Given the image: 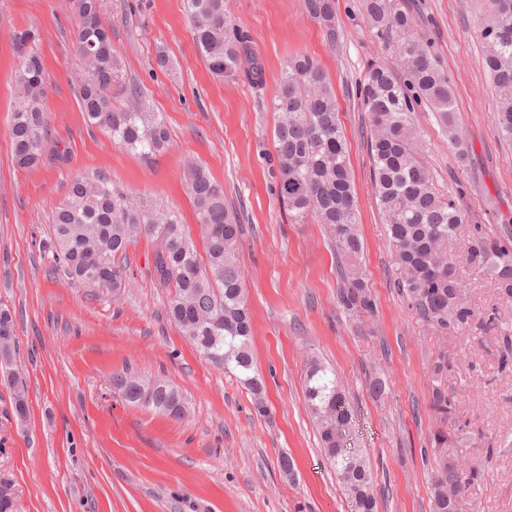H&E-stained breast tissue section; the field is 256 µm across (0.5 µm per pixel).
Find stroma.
Instances as JSON below:
<instances>
[{"instance_id":"1","label":"stroma","mask_w":512,"mask_h":512,"mask_svg":"<svg viewBox=\"0 0 512 512\" xmlns=\"http://www.w3.org/2000/svg\"><path fill=\"white\" fill-rule=\"evenodd\" d=\"M411 2L418 32L434 42L454 83L470 157L460 166L434 116L420 111L414 119L425 161L439 189L457 195L467 223L512 249V142L497 130L493 88L478 63L482 2ZM227 16L263 61V89L209 71L183 0H107L125 78L140 84L170 134L166 151L143 160L85 121L73 78L72 0H0V301L15 312V362L30 409L26 421L16 419L12 390L0 380V474L14 481L19 512H352L308 413L303 378L311 353L346 388L356 418L351 445L370 459L378 512H432L428 436L437 421L428 403L440 355L452 366L459 456L480 470L458 512H512V363L503 362L500 333L512 328V299L466 264L464 239L453 250L475 308L467 328L441 335L395 285L370 178L368 117L357 97L368 63L391 62V46L370 28L359 0H336L344 40L334 49L303 0H227ZM22 30L34 32L44 60L48 145L63 155L30 170L14 166L9 130L18 63L12 37ZM297 53L320 61L336 88L375 305L370 317L340 306L336 254L322 225L293 223L277 195L270 103L284 62ZM190 160L223 185L241 217L264 415L235 376L200 358L167 320L152 238L128 248V291L71 284L50 274L41 250L70 180L96 173L177 211L198 234L184 177ZM492 312L499 328L485 326ZM122 370L165 374L185 396V416L127 404L112 388ZM375 375L386 383L378 399L366 390ZM283 454L294 462L295 481L279 472Z\"/></svg>"}]
</instances>
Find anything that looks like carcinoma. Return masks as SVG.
I'll use <instances>...</instances> for the list:
<instances>
[{
  "label": "carcinoma",
  "instance_id": "1",
  "mask_svg": "<svg viewBox=\"0 0 512 512\" xmlns=\"http://www.w3.org/2000/svg\"><path fill=\"white\" fill-rule=\"evenodd\" d=\"M307 14L323 31L331 48L342 32L336 25L335 0H303ZM479 64L492 79L495 124L512 141V0H485ZM370 26L393 46L402 71L397 77L376 62L365 70L359 86L368 115V150L375 198L388 225L396 256V284L426 322L448 333L470 324L473 309L461 270L449 247L471 233L468 263L487 270L500 295L512 298V249L469 229L458 200L436 187L422 161L423 142L414 113L432 112L460 166L469 160L464 131L456 118L454 92L448 73L431 44L415 27L404 0H362ZM77 18L75 55L78 95L87 122L106 131L112 141L143 157L168 148L164 121L148 111L141 88L123 81L119 55L112 48L109 28L85 24L87 13L104 9L103 0H72ZM225 0H185L194 44L210 71L244 78L252 87L265 84V68L247 36L230 26ZM34 35H13L18 64L14 72L16 98L11 111L13 162L21 169L62 159L47 152L48 121L43 108L44 64L31 47ZM278 114L274 145L278 194L297 223L312 217L324 226L336 251L343 280L338 302L357 316L373 312L362 265V240L354 191L347 165L348 146L339 123L336 91L319 63L306 55L290 57L272 100ZM187 188L198 219L203 251L185 231L174 211L150 209L114 188L102 176H77L51 216V232L42 244L50 269L71 281L91 277L99 287L117 291L129 287L124 264L130 244L145 234L155 238V277L167 289L165 315L203 355L239 375L250 392L254 409L266 412L262 381L256 377L251 354V317L238 262L243 226L228 208L224 187L197 164L187 165ZM16 351L14 312L0 303V375L13 389L17 417H27V390L13 368ZM448 357L433 366L436 384L429 406L445 424L454 415V400L442 384ZM309 410L322 448L336 465L356 512H377L374 476L365 455L346 447L352 414L335 372L317 357L307 359L305 373ZM112 388L128 403L166 414L185 403L168 379L126 371L112 375ZM435 468L431 472L433 512H457L459 495L469 487L474 470L465 473L453 453L454 439L443 428L429 438ZM14 483L0 476V512H16Z\"/></svg>",
  "mask_w": 512,
  "mask_h": 512
}]
</instances>
